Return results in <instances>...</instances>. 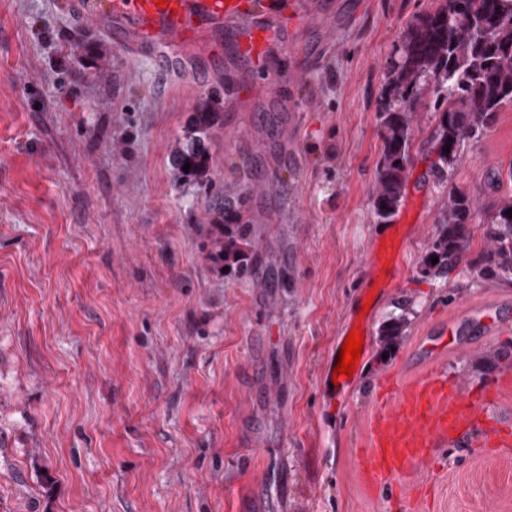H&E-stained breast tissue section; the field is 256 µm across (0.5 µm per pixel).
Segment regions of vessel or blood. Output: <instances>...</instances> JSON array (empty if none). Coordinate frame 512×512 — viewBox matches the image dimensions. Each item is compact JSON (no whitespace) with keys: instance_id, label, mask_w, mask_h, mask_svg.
Listing matches in <instances>:
<instances>
[{"instance_id":"1","label":"vessel or blood","mask_w":512,"mask_h":512,"mask_svg":"<svg viewBox=\"0 0 512 512\" xmlns=\"http://www.w3.org/2000/svg\"><path fill=\"white\" fill-rule=\"evenodd\" d=\"M107 11L121 19L137 39L162 48L188 33L234 31L238 52L256 69H264L272 35L287 37V15L268 14L255 20L244 0H107L91 5V15ZM483 431L478 403L465 397L460 384L429 373L399 380L369 420L368 479H395L422 464L434 449L477 441Z\"/></svg>"}]
</instances>
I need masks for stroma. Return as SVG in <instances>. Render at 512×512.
Segmentation results:
<instances>
[{
  "label": "stroma",
  "mask_w": 512,
  "mask_h": 512,
  "mask_svg": "<svg viewBox=\"0 0 512 512\" xmlns=\"http://www.w3.org/2000/svg\"><path fill=\"white\" fill-rule=\"evenodd\" d=\"M303 2L261 74L226 32L173 42V72L79 0H0V512H512V447L439 448L378 489L363 464L404 373L447 374L512 426V283L419 272L450 188L475 200L467 258L486 248L491 206L512 200V105L445 186L424 88L401 207L376 223L388 70L439 0ZM214 89L206 190L170 154ZM240 197L245 279L210 256ZM474 306L508 329L460 324L436 362L408 364ZM351 323L369 346L341 393L326 364ZM406 317L399 315L392 317L380 329V341L384 350H390L405 334Z\"/></svg>",
  "instance_id": "35a3bbf8"
}]
</instances>
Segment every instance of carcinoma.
Returning a JSON list of instances; mask_svg holds the SVG:
<instances>
[{
    "instance_id": "1",
    "label": "carcinoma",
    "mask_w": 512,
    "mask_h": 512,
    "mask_svg": "<svg viewBox=\"0 0 512 512\" xmlns=\"http://www.w3.org/2000/svg\"><path fill=\"white\" fill-rule=\"evenodd\" d=\"M398 52L381 108L384 152L372 196L379 224L392 221L403 199L413 112L424 86L433 85L434 111L440 113L435 172L441 181L452 171L464 141L484 136L496 112L512 104V0H444L434 12L418 17ZM218 118L219 113L210 110L194 113L186 143L172 156L180 172L190 163L187 176L205 187L211 185L206 140ZM241 206L239 199L224 200V225L212 239V256L244 274L250 263L236 245L248 235L249 225L239 223ZM474 209L467 192L449 193L445 213L420 263L422 276L446 278L463 260L470 249L468 224ZM510 209L511 200L489 215L487 248L469 263L472 275L512 283V217L506 214ZM433 257L439 262L432 263ZM405 324L402 315L385 322L379 333L383 349H391L405 335Z\"/></svg>"
}]
</instances>
